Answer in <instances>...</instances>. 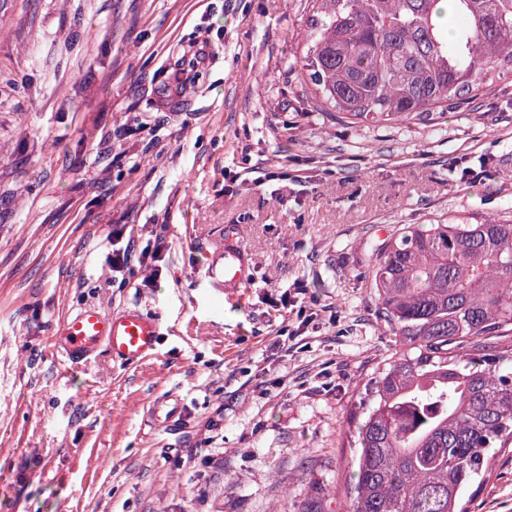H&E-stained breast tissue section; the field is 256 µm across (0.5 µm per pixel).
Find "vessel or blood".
Listing matches in <instances>:
<instances>
[{
	"mask_svg": "<svg viewBox=\"0 0 512 512\" xmlns=\"http://www.w3.org/2000/svg\"><path fill=\"white\" fill-rule=\"evenodd\" d=\"M203 265L207 286L217 299L237 297L253 277L252 256L231 229L226 230L223 244L206 253ZM159 334L158 320L139 308L129 307L110 315L89 305L68 315L51 342L66 362L86 361L104 351L114 362L134 365L154 354ZM180 412L179 401L171 395L152 400L148 410L155 425L174 422Z\"/></svg>",
	"mask_w": 512,
	"mask_h": 512,
	"instance_id": "vessel-or-blood-1",
	"label": "vessel or blood"
}]
</instances>
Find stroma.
<instances>
[{"label": "stroma", "mask_w": 512, "mask_h": 512, "mask_svg": "<svg viewBox=\"0 0 512 512\" xmlns=\"http://www.w3.org/2000/svg\"><path fill=\"white\" fill-rule=\"evenodd\" d=\"M308 0H0V512H344L347 417L392 345L365 277L404 224L512 221V73L412 128L320 110ZM210 43L169 100L167 56ZM277 180L257 185L256 177ZM164 238L162 275L113 276L115 225ZM240 229L255 277L215 303L202 252ZM316 318L272 348L281 289ZM96 304L159 318L153 358L54 357ZM185 415L151 427L147 404ZM470 512H512V454Z\"/></svg>", "instance_id": "35a3bbf8"}]
</instances>
